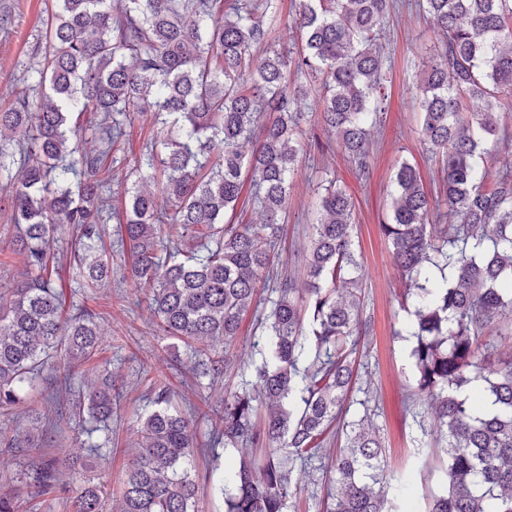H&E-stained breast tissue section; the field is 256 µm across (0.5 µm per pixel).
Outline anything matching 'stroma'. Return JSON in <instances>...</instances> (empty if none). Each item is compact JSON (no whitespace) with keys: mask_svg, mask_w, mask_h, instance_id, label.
<instances>
[{"mask_svg":"<svg viewBox=\"0 0 512 512\" xmlns=\"http://www.w3.org/2000/svg\"><path fill=\"white\" fill-rule=\"evenodd\" d=\"M399 7L386 15L381 38L382 53L389 66L388 97L380 124L370 134L368 173H361L338 146L327 145L326 133L317 126L307 127L303 149L293 175L288 214L280 225L273 253V264L282 274L304 283L305 258L311 237V212L315 207V189L322 180L334 178L354 202V242L361 255L358 271L362 284L361 313L371 323L356 367L359 378L350 396V412L369 413L386 449L391 472L409 474L413 481L410 498L401 504L402 512H422V495L429 470L416 456L419 442L442 445L443 439L432 426L425 398H410L412 365L409 358L412 338L404 329L408 319L400 308L405 288L395 263L392 246L381 232L380 224L390 210L394 177L402 162L414 165L426 190L432 195L443 191L444 172L438 158L421 140V114L417 100L421 79V61L429 56L435 42L430 16L409 0H398ZM7 6L10 24L0 31V106L11 104L26 86L25 71L30 55L40 38L46 16L47 0H0ZM159 133L151 116L135 117L126 139L116 147V162L108 172L112 191H122L132 183L133 163ZM130 251L112 255V274L94 290L79 287L71 268H59L55 282L62 287L68 311L93 309L104 329L101 355L111 363L112 380L123 398L112 412V444L90 467L64 472L72 488H80L92 478L106 489H116L132 456V444L142 413L152 407L149 392L151 376L164 375L173 401L194 413L199 440H207L211 424L199 416V409L217 403L239 390L251 379L253 368L242 364L254 345L265 338L256 325L255 312H247L241 331L226 353L231 371L216 379L196 383L194 358L189 350L173 351L172 341L159 331L150 314L147 291L136 288L131 278ZM41 411L37 401L22 403L16 414L0 415V493L15 496L18 512H69L66 496L34 495L28 472L30 455L4 448V440L15 433L30 431ZM342 442L328 436L319 460L302 475L300 490L293 500L296 512H321L326 496L323 468L330 463ZM217 459L196 461L199 473L198 512H222L223 503L215 491L219 474L214 461L237 458L235 449L217 447Z\"/></svg>","mask_w":512,"mask_h":512,"instance_id":"obj_1","label":"stroma"}]
</instances>
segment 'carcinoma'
I'll return each mask as SVG.
<instances>
[{"instance_id": "obj_1", "label": "carcinoma", "mask_w": 512, "mask_h": 512, "mask_svg": "<svg viewBox=\"0 0 512 512\" xmlns=\"http://www.w3.org/2000/svg\"><path fill=\"white\" fill-rule=\"evenodd\" d=\"M281 0H52L30 67L28 92L0 107V203L25 257L9 299L0 293V408L45 384V404L60 417L61 394L102 348L97 313L66 311L49 273L57 226L78 238L70 267L86 288L110 276L101 224L119 214L118 243H130L135 286L151 293L165 335L189 348L200 378L216 377L227 356L195 347L229 345L261 281L276 297L257 325L267 339L254 378L213 410L210 447L263 448L224 468L216 490L224 512H287L295 467L319 455L330 432L343 452L325 468V512H399L406 491L389 471L368 414L347 419L360 340V265L353 248L351 197L335 179L317 190L318 208L299 288L272 268L277 224L287 215L306 113L301 74L316 83L314 120L362 171L370 129L387 99L380 49L390 0H298L291 22L300 44L272 39ZM440 33L422 61L418 87L422 135L444 166L443 197L429 194L415 168H399L391 213L381 225L407 282L406 327L414 395L430 401L445 434L442 481L425 512H512V357L492 360L493 336L512 321V170L479 168L485 145L512 140V0H422ZM479 98L482 112L464 102ZM100 116L86 149L85 112ZM133 112L154 115L163 135L137 160L139 177L108 190L106 160ZM272 119L263 122L265 113ZM258 139L254 152L244 146ZM263 225L228 224L245 175ZM164 205H158V198ZM443 211L444 224L429 223ZM78 395L73 415L84 447L111 442L110 363ZM153 408L140 416L136 451L118 495V512H195L199 451L191 418L156 379ZM7 447L33 451L29 479L41 496L64 492L49 444L31 432ZM105 488L84 482L69 512H104Z\"/></svg>"}]
</instances>
